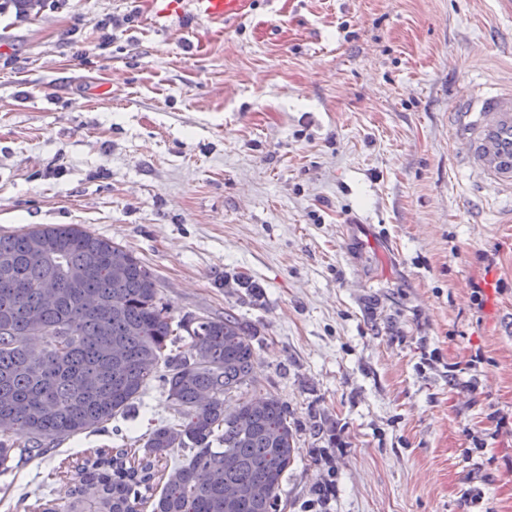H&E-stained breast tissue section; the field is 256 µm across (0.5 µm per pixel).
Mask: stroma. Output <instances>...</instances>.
Returning a JSON list of instances; mask_svg holds the SVG:
<instances>
[{"label":"stroma","mask_w":512,"mask_h":512,"mask_svg":"<svg viewBox=\"0 0 512 512\" xmlns=\"http://www.w3.org/2000/svg\"><path fill=\"white\" fill-rule=\"evenodd\" d=\"M151 2L0 16V233L82 225L174 317L255 328L253 387L298 426L282 512H512V425L471 441L512 413V223H476L448 134L450 94L512 74V21L496 0H247L160 31ZM174 417L150 381L133 416L0 476V512Z\"/></svg>","instance_id":"35a3bbf8"}]
</instances>
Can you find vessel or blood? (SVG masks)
Wrapping results in <instances>:
<instances>
[{
  "label": "vessel or blood",
  "mask_w": 512,
  "mask_h": 512,
  "mask_svg": "<svg viewBox=\"0 0 512 512\" xmlns=\"http://www.w3.org/2000/svg\"><path fill=\"white\" fill-rule=\"evenodd\" d=\"M245 0H167L158 13L166 23L202 15L215 23L240 19ZM449 135L455 167L466 180L464 195L494 203L496 223H512V83L475 82L448 98Z\"/></svg>",
  "instance_id": "vessel-or-blood-1"
}]
</instances>
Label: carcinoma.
Wrapping results in <instances>:
<instances>
[{
	"label": "carcinoma",
	"instance_id": "carcinoma-1",
	"mask_svg": "<svg viewBox=\"0 0 512 512\" xmlns=\"http://www.w3.org/2000/svg\"><path fill=\"white\" fill-rule=\"evenodd\" d=\"M67 242L60 262L33 249ZM129 256L116 272L111 255ZM12 258L0 280V475L43 455L63 439L96 433L134 410L145 386L158 381L177 419L153 429L138 456L97 449L75 462L67 497L40 512H280V491L300 453L288 406L269 393L251 395L256 333L237 314L173 322L157 278L132 251L79 224L37 225L0 234ZM61 276V301L46 305L38 283ZM101 299L96 313L80 299ZM45 335L31 338L29 320ZM186 351L175 352L180 343ZM24 431L17 448L12 435ZM177 452L184 461L170 464ZM163 480L155 494L156 479ZM265 484L264 499L229 498Z\"/></svg>",
	"mask_w": 512,
	"mask_h": 512
}]
</instances>
